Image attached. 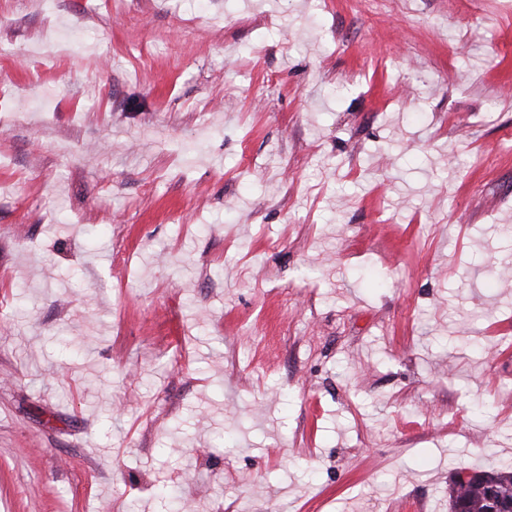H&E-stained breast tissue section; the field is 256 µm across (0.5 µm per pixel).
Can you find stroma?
I'll list each match as a JSON object with an SVG mask.
<instances>
[{"label": "stroma", "mask_w": 512, "mask_h": 512, "mask_svg": "<svg viewBox=\"0 0 512 512\" xmlns=\"http://www.w3.org/2000/svg\"><path fill=\"white\" fill-rule=\"evenodd\" d=\"M0 45V512L512 470V0H0Z\"/></svg>", "instance_id": "1"}]
</instances>
